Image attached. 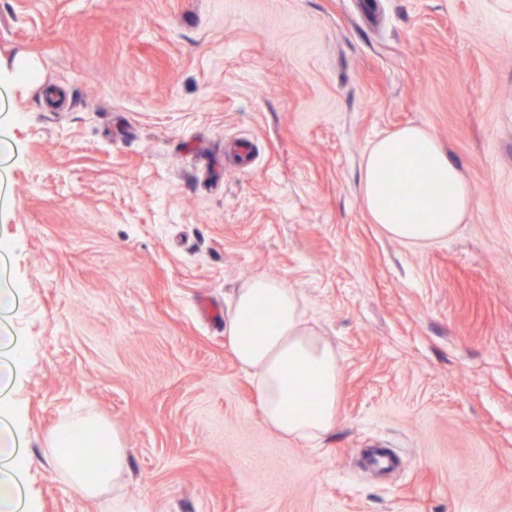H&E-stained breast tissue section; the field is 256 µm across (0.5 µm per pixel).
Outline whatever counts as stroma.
I'll use <instances>...</instances> for the list:
<instances>
[{
  "instance_id": "stroma-1",
  "label": "stroma",
  "mask_w": 512,
  "mask_h": 512,
  "mask_svg": "<svg viewBox=\"0 0 512 512\" xmlns=\"http://www.w3.org/2000/svg\"><path fill=\"white\" fill-rule=\"evenodd\" d=\"M3 115L32 512H112L47 454L86 416L144 512H512V0H0ZM407 124L476 201L427 247L361 204ZM258 274L336 347L318 446L262 425L224 334Z\"/></svg>"
}]
</instances>
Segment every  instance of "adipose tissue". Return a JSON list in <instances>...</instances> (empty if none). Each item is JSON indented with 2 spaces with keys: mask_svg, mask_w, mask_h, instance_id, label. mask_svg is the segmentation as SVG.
I'll return each instance as SVG.
<instances>
[{
  "mask_svg": "<svg viewBox=\"0 0 512 512\" xmlns=\"http://www.w3.org/2000/svg\"><path fill=\"white\" fill-rule=\"evenodd\" d=\"M390 184L388 198L378 187ZM360 195L371 223L406 246L447 239L474 208V196L433 133L407 125L374 140L363 159ZM264 307L268 320L256 326ZM227 334L240 369L254 386L264 426L283 437L316 441L336 424L340 367L333 345L311 330L296 289L258 275L236 292ZM21 437L7 394L0 393V512H20ZM55 468L74 489L96 497L112 492V512H142L118 494L128 452L109 425L93 417L59 425L46 439ZM76 448L108 455L85 467Z\"/></svg>",
  "mask_w": 512,
  "mask_h": 512,
  "instance_id": "adipose-tissue-1",
  "label": "adipose tissue"
}]
</instances>
